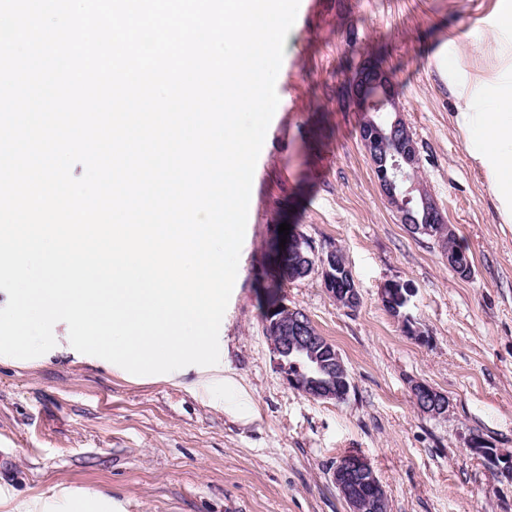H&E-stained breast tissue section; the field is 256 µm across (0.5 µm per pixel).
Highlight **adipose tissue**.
I'll return each mask as SVG.
<instances>
[{"mask_svg": "<svg viewBox=\"0 0 512 512\" xmlns=\"http://www.w3.org/2000/svg\"><path fill=\"white\" fill-rule=\"evenodd\" d=\"M483 109L473 97H458L456 123L464 142L483 168L487 191L498 215L512 224V89L492 85L484 94ZM61 502L60 512H119L110 496L78 488H64L53 495Z\"/></svg>", "mask_w": 512, "mask_h": 512, "instance_id": "ef3b65f1", "label": "adipose tissue"}]
</instances>
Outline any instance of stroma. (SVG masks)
<instances>
[{
    "instance_id": "stroma-1",
    "label": "stroma",
    "mask_w": 512,
    "mask_h": 512,
    "mask_svg": "<svg viewBox=\"0 0 512 512\" xmlns=\"http://www.w3.org/2000/svg\"><path fill=\"white\" fill-rule=\"evenodd\" d=\"M495 2L300 0L220 327L223 382L188 368L138 380L68 355L1 356L0 512L64 487L110 495L123 512H346L332 471L351 452L370 461L389 512H512V476L468 447L478 436L512 453V224L454 122L459 94L512 77L491 29ZM369 58L392 78L419 179L469 254V277L401 223L379 186L348 95ZM445 59L454 77L442 76ZM283 223L315 249L340 250L359 291L353 311L314 273L273 292L340 352L344 401L294 390L274 365L262 307ZM393 280L415 289L423 338L382 306ZM418 381L447 395V415L414 406Z\"/></svg>"
}]
</instances>
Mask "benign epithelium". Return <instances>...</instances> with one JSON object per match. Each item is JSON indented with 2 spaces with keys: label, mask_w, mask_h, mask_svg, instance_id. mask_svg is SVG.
Listing matches in <instances>:
<instances>
[{
  "label": "benign epithelium",
  "mask_w": 512,
  "mask_h": 512,
  "mask_svg": "<svg viewBox=\"0 0 512 512\" xmlns=\"http://www.w3.org/2000/svg\"><path fill=\"white\" fill-rule=\"evenodd\" d=\"M350 98L360 115L359 136L376 178L388 201L399 213L401 223L414 226V210L423 212L428 224L438 225L436 238L454 235L450 225L426 194L418 179L417 142L396 111V91L388 73L376 64L357 72L349 85ZM286 243L296 258V268L304 276L317 272L329 295L342 308L353 310L360 296L351 273L335 248L318 252L300 234H288ZM448 266L459 276L471 273L472 262L463 250L447 255ZM415 290L408 284L392 281L381 291V303L392 315L402 318L411 329L406 313ZM268 320L274 322L276 335L270 337L278 368L284 371L288 385L317 400L343 401L351 383L341 354L323 336L302 311L273 306ZM412 398L418 409L432 417L448 413V397L431 385L417 382ZM470 450L488 463L512 470V455L474 441ZM332 479L345 501L348 512H387L388 499L370 462L358 454H346L335 465Z\"/></svg>",
  "instance_id": "1"
}]
</instances>
